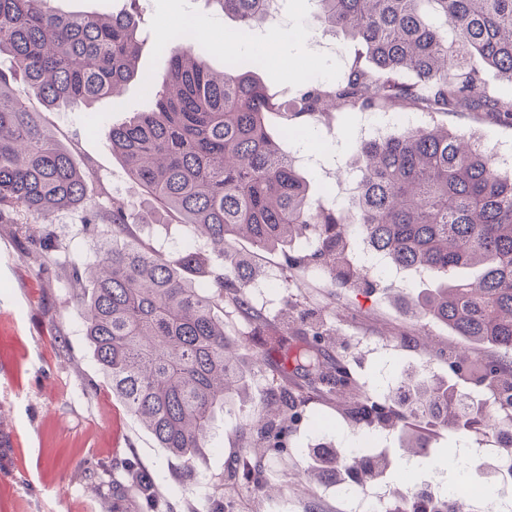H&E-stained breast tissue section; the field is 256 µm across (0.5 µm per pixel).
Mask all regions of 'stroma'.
I'll return each mask as SVG.
<instances>
[{
	"label": "stroma",
	"mask_w": 512,
	"mask_h": 512,
	"mask_svg": "<svg viewBox=\"0 0 512 512\" xmlns=\"http://www.w3.org/2000/svg\"><path fill=\"white\" fill-rule=\"evenodd\" d=\"M285 3L288 24L280 28L269 51L264 82L271 89L290 92L296 79L308 72L335 77L351 56L352 41L322 34L308 38L314 28L312 0ZM140 5L150 37L141 47L139 68L158 76L166 71L161 43L175 17L200 24L196 49L217 70L224 67L225 44H232L239 57L254 51L266 36L262 29L237 33L234 20L207 8L203 0H140ZM12 87L31 111L40 113L47 131L72 151L78 164L93 171L88 185L93 199L104 202L117 196L145 212L135 232L146 245L173 252L191 241L187 225L152 208L107 138L113 125L149 109L138 81L128 82L120 96L72 110L46 107L23 80L13 81ZM364 120L358 114L311 129L315 143L325 138L335 146L331 155L322 154L316 146L301 149L298 167L313 190H321L335 176L337 158L352 154V132ZM444 122L474 134L498 153H512V127L482 113L448 116ZM29 233L54 248V262L41 276L36 275L34 260L27 253V238L18 237L13 225L0 224V512H112L110 482L126 478L131 461L152 475L155 495L150 500L141 498L137 486H130L131 497L122 503L125 512H213L217 502L207 492L223 483L245 441L236 429L241 403L228 404L218 414L208 447L192 463L159 448L104 382L84 336L81 308L66 286L68 261L78 256L93 260L103 236L88 233L75 210L57 213L52 223L30 225ZM239 249L255 260L258 271L247 295L264 311L270 326H279V316L289 302H301L344 337L347 347L340 351V358L379 397H390L405 374L421 370L436 378L447 376V365L428 360V351L464 344L444 324L416 318L401 303L398 289L419 291L418 278L384 277L368 291L337 288L318 269L287 267L281 251L258 253L246 242ZM366 441L392 457L393 466L366 485L365 498L337 494L327 483L312 482L305 475L317 451H349ZM481 443L475 436L438 432L430 445L431 462L411 470L398 435L365 436L334 400L320 399L311 405L308 419L293 429L284 453L265 464L277 495L270 497L242 485L240 512H358L365 502L379 510L395 489L427 488L444 495L448 477L436 461L448 456H466L467 479H480L488 489L495 485L498 461L476 456Z\"/></svg>",
	"instance_id": "obj_1"
}]
</instances>
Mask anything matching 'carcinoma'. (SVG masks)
<instances>
[{"label":"carcinoma","mask_w":512,"mask_h":512,"mask_svg":"<svg viewBox=\"0 0 512 512\" xmlns=\"http://www.w3.org/2000/svg\"><path fill=\"white\" fill-rule=\"evenodd\" d=\"M47 0H0V224L27 233L60 210L82 211L86 229L107 226L112 244L95 260L70 262L71 298L81 307L85 336L112 395L169 455L186 461L207 447L218 412L239 397L244 374L224 331V308L266 325L245 288L253 265L237 242L261 251L299 238L313 243L292 268H320L343 288L373 286V275L352 260L355 242L388 265L437 281L409 297L422 316L456 336L490 345L495 354L471 356L435 348L465 384L487 392L471 403L454 386L418 373L401 377L390 405L361 390L346 366L330 356L336 332L295 311L283 332L267 333L255 365L274 354L280 376L251 403L239 429L272 453L285 448L310 403L326 397L343 406L357 427L395 431L412 456L427 460L428 432L481 434L512 451V173L471 136L433 123L438 115L483 112L512 126V97L472 91L484 68L512 83V0H314L322 32L342 34L360 49L333 80L302 77L291 98L270 93L257 58L229 57L215 71L180 31L166 50L162 79L138 71L139 0L112 12L59 14ZM237 22L238 31L266 26L267 0H205ZM22 78L51 108L90 107L137 77L151 108L108 133L128 176L162 208L179 215L204 246L191 241L166 254L132 236L139 214L114 197L103 207L87 196L91 180L17 98L10 80ZM416 108L432 122L362 140L348 164L355 185L346 206L314 200L309 182L280 138L334 112ZM283 118L279 133L267 124ZM475 265L482 274L460 273ZM388 467L366 448L322 455L306 469L353 491ZM268 486L263 466L244 449L227 480ZM382 512H464L463 494L394 491Z\"/></svg>","instance_id":"carcinoma-1"}]
</instances>
